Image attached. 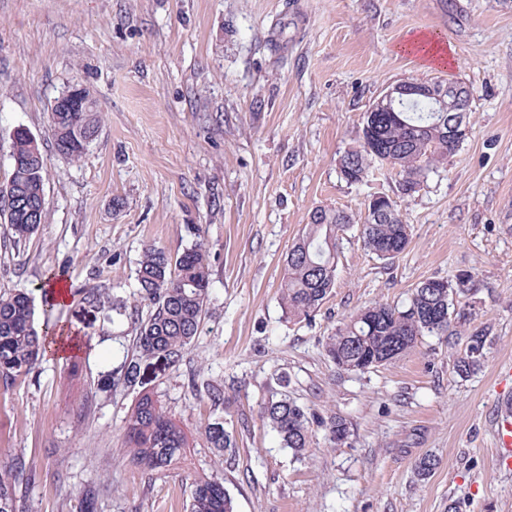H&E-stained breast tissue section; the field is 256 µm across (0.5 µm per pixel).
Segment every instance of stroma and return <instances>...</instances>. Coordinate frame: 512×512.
<instances>
[{
  "label": "stroma",
  "instance_id": "35a3bbf8",
  "mask_svg": "<svg viewBox=\"0 0 512 512\" xmlns=\"http://www.w3.org/2000/svg\"><path fill=\"white\" fill-rule=\"evenodd\" d=\"M429 32L452 64L427 67L404 44ZM456 82L470 91V137L411 195L376 166L347 184L338 160L364 112L392 84ZM87 86L103 120L80 162L53 148L50 105ZM45 159L46 220L10 243L0 222V293L22 290L43 325L50 278L68 299L52 317L75 337L66 356L0 383V463L23 458L19 512H186L195 479L217 475L236 512H512V469L493 464L494 419L512 359V0H0V186L14 133ZM412 226L393 263L357 228L372 195ZM357 225L340 235L335 286L312 320L288 318L280 283L314 208ZM202 243L206 314L183 360L117 378L135 347L127 312L146 246L180 255ZM474 275L458 311L485 327L481 365L454 371L467 336L419 337L365 373L338 371L325 344L365 305L404 303L430 278ZM102 289L109 305L82 301ZM221 386L223 406L196 391ZM287 390L312 422L307 454L283 448L259 417ZM149 392L185 431L171 467L135 464L126 419ZM348 423L333 445L324 424ZM222 419L231 457L209 448ZM438 465L420 479L416 465Z\"/></svg>",
  "mask_w": 512,
  "mask_h": 512
}]
</instances>
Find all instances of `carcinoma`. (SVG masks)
<instances>
[{
  "instance_id": "cac0c4a2",
  "label": "carcinoma",
  "mask_w": 512,
  "mask_h": 512,
  "mask_svg": "<svg viewBox=\"0 0 512 512\" xmlns=\"http://www.w3.org/2000/svg\"><path fill=\"white\" fill-rule=\"evenodd\" d=\"M53 147L68 161H78L96 137L99 112H52ZM472 129L459 112H435L423 101L407 105L402 112H382L376 118L363 116L358 145L339 158V172L350 185L369 178L382 154L395 170L399 192L410 195L428 173L442 167L454 155ZM11 173L0 188V219L10 226L16 242L27 239L45 222L44 159L39 148L23 133L16 134L11 151ZM354 218L343 210L315 208L309 213L302 234L286 260L281 302L288 317L307 320L318 311L335 284L339 233L349 229ZM364 248L389 262L405 251L411 225L385 197L368 202L359 225ZM139 298L148 306L147 316L135 318L136 355L124 362L120 380L127 387L140 383L141 364L148 360L175 365L182 361L198 334L209 300L211 273L202 246L173 258L149 246L143 251L136 272ZM472 276L427 279L411 290L402 305L374 301L350 315L328 338L326 352L336 367L348 373H365L411 350L420 336H455L462 315L457 299L471 291ZM48 332L35 326L34 301L29 293L0 295V381L7 384L35 371L46 352ZM487 333H469L466 355L455 363L456 372L468 374L479 366ZM260 418L279 436L283 447L302 457L311 443L309 418L304 408L288 397L273 395L260 408ZM328 440L350 437L345 420L326 425ZM126 435L132 459L148 470L165 469L187 447L181 427L170 419L151 395H141L127 418ZM209 447L219 452L234 447L233 440L217 420L205 428ZM26 473L21 457L0 467V512H17V491ZM187 512H235L233 498L224 483L214 477L195 480Z\"/></svg>"
}]
</instances>
